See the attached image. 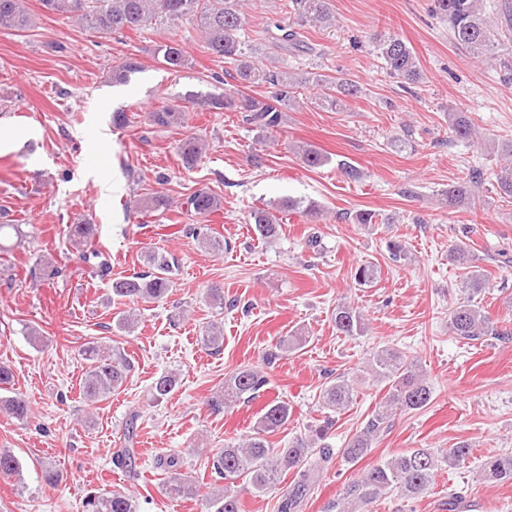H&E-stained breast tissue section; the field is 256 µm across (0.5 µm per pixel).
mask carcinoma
<instances>
[{
  "instance_id": "1",
  "label": "carcinoma",
  "mask_w": 512,
  "mask_h": 512,
  "mask_svg": "<svg viewBox=\"0 0 512 512\" xmlns=\"http://www.w3.org/2000/svg\"><path fill=\"white\" fill-rule=\"evenodd\" d=\"M42 9L49 14L63 15L79 26L102 34L121 33L125 30H148L173 27L184 21L192 23L201 33L203 48L207 53L233 66L230 77L242 87H266L269 94L257 98L238 90L232 93L209 94L195 98V103L207 110L230 111L242 114L244 123L261 133L278 127L283 113L292 109L297 90L304 84L316 81L323 87L317 105L334 110L344 100L360 93L359 86L345 77L313 79L302 73L277 67L276 57L270 63L255 62L253 48L244 39L248 14L243 9L244 0H39ZM432 12L448 23L454 42L465 48L475 58L492 53L498 45L496 34L481 7V0H432ZM288 8L300 25L329 27L335 24L336 16L332 0H288ZM32 25V15L25 0H0V29L25 31ZM264 40L273 50L299 52L304 49L297 32L279 23L266 26ZM163 63L173 71L188 66L186 51L174 39L160 46ZM374 51L383 62L387 72L406 84H415L422 77L421 65L415 51L398 36L376 39ZM178 105L164 106L149 113L150 121L168 127L180 119ZM451 130L462 140L472 141L477 137L472 119L463 111L449 113ZM205 150L202 140L187 138L179 147L184 166L197 163ZM301 156L307 166L322 167L330 163V157L313 149L301 147ZM484 173L472 170L469 183L452 185L446 192L448 205L454 206L471 197L472 189L481 186ZM496 190L503 198L512 199V167L504 166L496 174ZM186 210L206 219L219 211L221 199L206 191L190 194L185 202ZM168 206L162 197H155L134 206L142 224L156 211ZM278 210H295L310 218L322 215V209L314 201L308 203L286 198L277 203ZM248 223L263 241L271 242L278 235L277 218L267 209L258 208L250 212ZM186 234L212 251L224 249V240L209 235L196 227L185 228ZM93 234L90 224L70 226V238L79 245H88ZM451 260L468 270L467 299L458 303L448 313L450 331L464 340L475 341L488 336H505L507 332L494 326V322L475 301L476 295L486 288L484 274L475 269L474 256L463 244L455 246ZM147 270L129 277L112 280V301H159L168 295L179 270V260L173 254L154 251L146 255ZM377 267L372 262L357 265L353 280L360 286L374 282ZM336 332L344 336H360L365 331L363 315L350 305L341 303L332 313ZM204 342L214 350L224 344V329L217 323L205 330ZM81 356L88 367L82 376L79 388L84 403L88 406L99 403L119 391L126 383L133 363L120 347L104 349L93 342L81 348ZM365 369L368 375L385 383L387 393L373 412L366 426L353 436L342 449V457L351 464H358L371 453L373 440L392 428L394 417L401 413L418 411L429 405L433 391L427 375L418 364L390 347L380 348L369 355ZM178 384L177 375L163 372L151 384V396L161 402L169 398ZM269 384L268 377L252 367H244L224 380V388L207 401L214 412H222L237 403L252 399ZM356 380L348 375L336 377L322 391L323 408L339 413L353 401L356 395ZM0 412L18 420L29 415V404L19 393L0 397ZM291 411L288 402L272 400L264 407L251 434L239 442H230L213 456L212 467L216 478L224 481V487L205 497L207 508L212 512H243L240 498L231 487L245 478L251 491L258 494L273 484L284 471H294L293 490L281 502L280 512H292L298 499L316 482L324 464L331 458L330 449L317 447L332 425L328 419L317 426L308 439H299L287 448H271L266 435L288 423ZM136 418L125 426L128 447L117 452L116 463L125 468L132 466L135 449ZM472 454L470 444L460 442L438 456L433 452L417 448L392 454L362 469L359 477L347 485L343 497L336 502L338 512H356V507L369 505L384 494L395 491L404 499H415L426 494L434 485L443 464L456 468L465 464ZM162 465L168 473L165 494L172 500L198 493L192 476L182 472L180 456L170 454L163 458ZM19 459L0 451V476L12 477L20 473ZM480 479L488 482L512 481V453L488 456L479 465ZM86 512H135L133 499L119 491L92 492L83 502Z\"/></svg>"
}]
</instances>
